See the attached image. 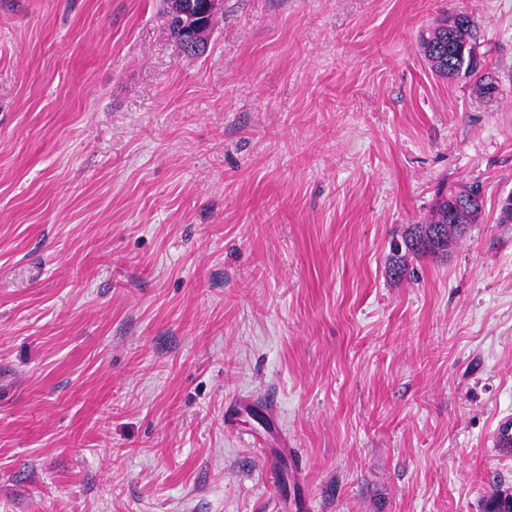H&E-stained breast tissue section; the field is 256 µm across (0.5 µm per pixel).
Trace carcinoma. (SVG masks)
<instances>
[{
	"mask_svg": "<svg viewBox=\"0 0 512 512\" xmlns=\"http://www.w3.org/2000/svg\"><path fill=\"white\" fill-rule=\"evenodd\" d=\"M187 7L179 12L167 8L170 15V29L177 42H182L187 31L196 23L198 12L204 13L205 26H210L215 11V3L205 0H186ZM477 28L469 15H454L453 23L448 19L439 20L422 39L421 47L430 69L438 76L448 77L465 73L474 75L480 67L476 52ZM481 189L478 181L469 182L463 187L464 193L450 205L446 198H436L433 216L426 224H413L398 239L392 240L393 253L391 275L400 278L408 270L410 259H422L430 255L440 257L448 254V244L463 237L467 229L448 223V211L454 207L465 208L474 190ZM482 512H512V493L496 488L486 496Z\"/></svg>",
	"mask_w": 512,
	"mask_h": 512,
	"instance_id": "carcinoma-1",
	"label": "carcinoma"
}]
</instances>
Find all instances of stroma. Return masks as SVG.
<instances>
[{"label":"stroma","instance_id":"1","mask_svg":"<svg viewBox=\"0 0 512 512\" xmlns=\"http://www.w3.org/2000/svg\"><path fill=\"white\" fill-rule=\"evenodd\" d=\"M477 23L493 97L432 74ZM0 0V512H480L512 488V0ZM485 213L391 277L442 187ZM188 5L185 9L174 12L170 6V0H166L165 3L167 5V11L170 15V29L172 36L175 38L177 43L182 42L183 38L186 36L187 31L190 30L198 21L195 16L200 10H203L205 14V27L209 28L212 22V18L215 11V1L210 0L211 3L204 4L205 1L208 0H185ZM477 28L469 15L456 14L452 25L448 27V17L440 19L423 37L421 47L430 69L438 76L448 77L474 75L480 67L476 52ZM448 43L455 52L448 55Z\"/></svg>","mask_w":512,"mask_h":512}]
</instances>
